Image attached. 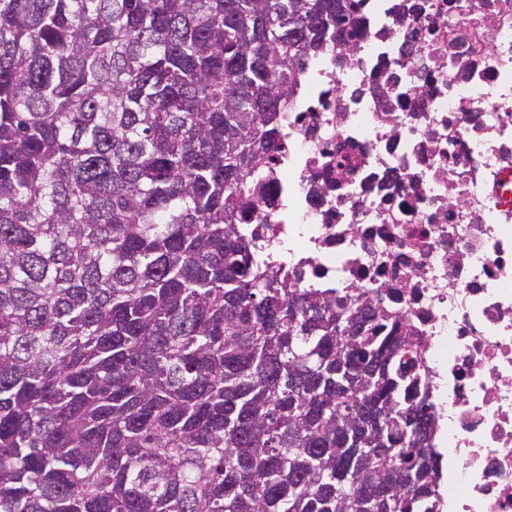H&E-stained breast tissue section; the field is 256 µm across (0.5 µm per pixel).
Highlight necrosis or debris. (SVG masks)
<instances>
[{"instance_id": "necrosis-or-debris-1", "label": "necrosis or debris", "mask_w": 512, "mask_h": 512, "mask_svg": "<svg viewBox=\"0 0 512 512\" xmlns=\"http://www.w3.org/2000/svg\"><path fill=\"white\" fill-rule=\"evenodd\" d=\"M243 224L302 288L380 290L423 336L448 512H512V0H367Z\"/></svg>"}]
</instances>
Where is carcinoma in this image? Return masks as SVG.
Here are the masks:
<instances>
[{
    "label": "carcinoma",
    "instance_id": "cac0c4a2",
    "mask_svg": "<svg viewBox=\"0 0 512 512\" xmlns=\"http://www.w3.org/2000/svg\"><path fill=\"white\" fill-rule=\"evenodd\" d=\"M355 0H0V512H440L421 338L242 233Z\"/></svg>",
    "mask_w": 512,
    "mask_h": 512
}]
</instances>
